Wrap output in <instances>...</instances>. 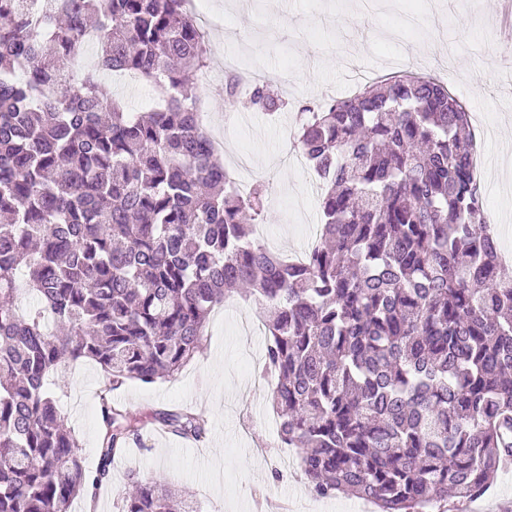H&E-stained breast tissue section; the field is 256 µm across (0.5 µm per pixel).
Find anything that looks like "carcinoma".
Masks as SVG:
<instances>
[{"label": "carcinoma", "instance_id": "carcinoma-1", "mask_svg": "<svg viewBox=\"0 0 512 512\" xmlns=\"http://www.w3.org/2000/svg\"><path fill=\"white\" fill-rule=\"evenodd\" d=\"M28 2L0 0V512H73L138 438L141 420L103 402L86 472L52 373L93 361L114 386L172 379L245 292L273 309L271 406L314 495L423 512L512 466V269L447 87L403 72L299 108L323 222L292 263L253 239L269 186L239 194L199 122L210 55L187 0ZM89 43L96 66L61 76ZM104 71L150 82L159 106L126 111ZM248 104L287 106L265 82ZM151 418L206 435L188 408ZM119 512L195 510L134 476Z\"/></svg>", "mask_w": 512, "mask_h": 512}]
</instances>
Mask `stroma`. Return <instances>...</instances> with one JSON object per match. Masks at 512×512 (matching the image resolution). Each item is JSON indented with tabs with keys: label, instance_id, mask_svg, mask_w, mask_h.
<instances>
[{
	"label": "stroma",
	"instance_id": "obj_1",
	"mask_svg": "<svg viewBox=\"0 0 512 512\" xmlns=\"http://www.w3.org/2000/svg\"><path fill=\"white\" fill-rule=\"evenodd\" d=\"M439 30L421 14L419 0H205L206 20L224 24L222 40L235 48L243 66L260 63L268 85L295 106H315L327 93L353 92L350 74L339 61L349 54L369 78L387 73L433 74L447 83L471 116L483 152L481 190L484 208L502 248L512 249V67L496 0H433ZM105 93L122 99L131 112L153 109L158 95L150 84L102 75ZM226 80L217 77L202 91L212 130L224 137V162L238 153L251 160L252 179L268 182L267 224L273 251L290 255L305 247L320 221L319 195L307 165L290 161L286 132L292 115L246 114L225 131ZM265 317L264 302L252 296L214 310L199 353L172 379L150 386L129 382L109 388L100 367L71 364L52 378L57 403L80 441L83 465L96 472L103 436V402L144 417L162 408L190 406L207 421L203 442L147 433L114 461L96 495L97 512H116L128 491L129 471L192 496L198 512H277L293 500L295 512H342L350 497L313 496L307 482L285 476L292 448L277 447L276 427L268 423L270 389L259 380L265 336H247L241 314ZM282 478H275V471ZM512 506V479L498 475L489 493L473 501L445 503V512H503Z\"/></svg>",
	"mask_w": 512,
	"mask_h": 512
}]
</instances>
